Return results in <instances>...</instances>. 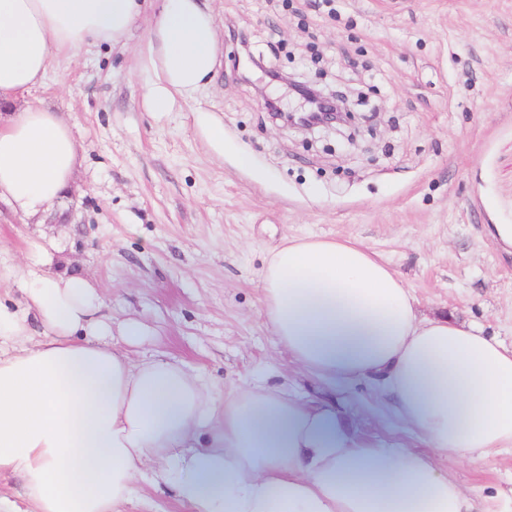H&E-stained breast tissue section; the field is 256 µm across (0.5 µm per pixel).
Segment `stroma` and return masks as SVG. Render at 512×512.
I'll return each mask as SVG.
<instances>
[{"mask_svg": "<svg viewBox=\"0 0 512 512\" xmlns=\"http://www.w3.org/2000/svg\"><path fill=\"white\" fill-rule=\"evenodd\" d=\"M220 43L211 79L151 111L145 21L124 45L58 57L25 100L70 116L82 157L57 214L0 210V299L20 300L33 241L98 285L112 324L147 329L138 353L336 410L373 447L429 457L476 503L512 491V451L440 454L366 379L300 369L267 322L260 272L287 238L375 252L432 317L512 344V0H201ZM337 89L364 92L376 126L354 144L272 123L242 81L240 45ZM284 111L303 102L266 85ZM224 130L223 143L211 135Z\"/></svg>", "mask_w": 512, "mask_h": 512, "instance_id": "obj_1", "label": "stroma"}]
</instances>
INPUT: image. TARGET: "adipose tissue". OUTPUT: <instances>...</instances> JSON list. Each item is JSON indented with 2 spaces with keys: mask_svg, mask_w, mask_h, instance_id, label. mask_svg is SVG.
Wrapping results in <instances>:
<instances>
[{
  "mask_svg": "<svg viewBox=\"0 0 512 512\" xmlns=\"http://www.w3.org/2000/svg\"><path fill=\"white\" fill-rule=\"evenodd\" d=\"M144 0H0V102L40 85L52 53L124 44ZM219 53L199 0H162L149 24L146 98L168 111ZM69 119L39 105L0 121V203L45 214L69 192ZM23 299L0 302V512H127L142 482L188 512H473L429 457L370 448L328 407L260 385L219 394L200 372L131 348L88 279L32 243ZM278 343L330 382L379 379L403 422L443 454L512 447V346L473 323L423 318L401 276L355 242L291 239L260 274Z\"/></svg>",
  "mask_w": 512,
  "mask_h": 512,
  "instance_id": "obj_1",
  "label": "adipose tissue"
}]
</instances>
